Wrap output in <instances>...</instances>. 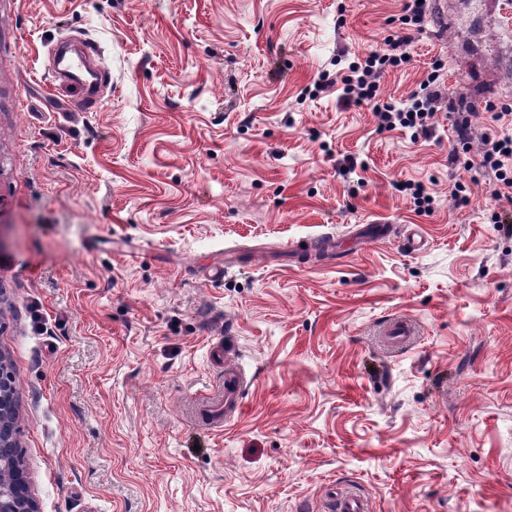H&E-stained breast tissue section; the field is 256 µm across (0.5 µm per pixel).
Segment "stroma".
<instances>
[{"label":"stroma","instance_id":"obj_1","mask_svg":"<svg viewBox=\"0 0 512 512\" xmlns=\"http://www.w3.org/2000/svg\"><path fill=\"white\" fill-rule=\"evenodd\" d=\"M446 2L379 100L442 60L483 100L463 144L447 108L416 141L319 85L402 0H0V352L40 512H327L346 484L371 512H512V234L477 166L512 32L502 0ZM65 36L100 48L95 111L64 109ZM315 237L336 250L294 254ZM217 344L249 382L219 429L194 415Z\"/></svg>","mask_w":512,"mask_h":512}]
</instances>
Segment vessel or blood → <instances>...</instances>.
<instances>
[{
    "instance_id": "vessel-or-blood-1",
    "label": "vessel or blood",
    "mask_w": 512,
    "mask_h": 512,
    "mask_svg": "<svg viewBox=\"0 0 512 512\" xmlns=\"http://www.w3.org/2000/svg\"><path fill=\"white\" fill-rule=\"evenodd\" d=\"M98 55L95 43L85 40L77 45L68 37L57 42L53 49L56 76L78 88L82 94L81 99L72 105L74 111L94 110L101 100V81L90 68L91 61ZM247 385L245 375L238 368L225 366L222 384L205 395L200 414L206 415L213 423L230 421L241 406ZM328 509L329 512H370L367 499L354 487L332 491Z\"/></svg>"
}]
</instances>
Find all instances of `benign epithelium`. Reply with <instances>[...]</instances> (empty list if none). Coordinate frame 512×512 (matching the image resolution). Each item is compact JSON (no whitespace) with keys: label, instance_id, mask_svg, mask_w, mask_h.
Listing matches in <instances>:
<instances>
[{"label":"benign epithelium","instance_id":"7a95c632","mask_svg":"<svg viewBox=\"0 0 512 512\" xmlns=\"http://www.w3.org/2000/svg\"><path fill=\"white\" fill-rule=\"evenodd\" d=\"M16 415L14 378L0 353V512H39L23 460L10 452Z\"/></svg>","mask_w":512,"mask_h":512}]
</instances>
